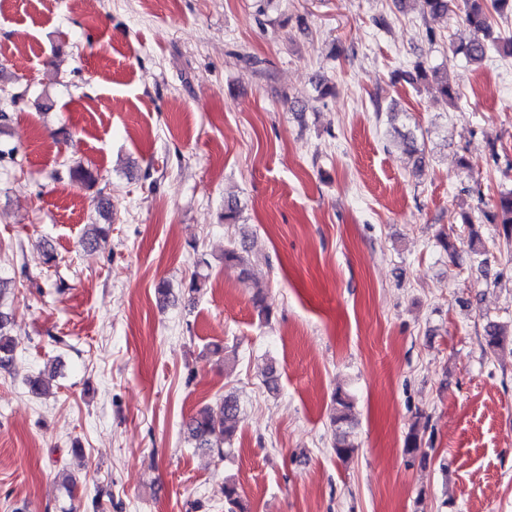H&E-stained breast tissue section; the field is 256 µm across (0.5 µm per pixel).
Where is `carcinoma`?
<instances>
[{"label": "carcinoma", "instance_id": "obj_1", "mask_svg": "<svg viewBox=\"0 0 512 512\" xmlns=\"http://www.w3.org/2000/svg\"><path fill=\"white\" fill-rule=\"evenodd\" d=\"M462 13V22L471 30L472 35L460 42L456 54L467 62L477 64L487 55L490 46L487 43L493 19L497 16L512 15V0H462L456 4ZM433 75L436 90L441 99L451 104L458 99L457 91L448 84L446 77L440 75V69L432 71L419 64L415 74L408 75V81L425 80ZM497 218L501 227V235L512 240V190L501 193L497 203ZM460 223L468 228V248L473 259L479 266L489 264V251L485 248L481 235L471 216L467 212L460 213ZM107 229L99 224L87 225L81 238V245L88 249L98 247L106 237ZM224 266L239 270L241 278H248L247 259L244 250L230 246L224 250ZM486 348L493 354L502 351L507 345L506 332L496 321L489 320L484 326ZM15 352V341L10 331L7 314L0 310V368L11 367ZM333 414L331 423L335 430L333 451L341 460L349 459L356 451L350 440L349 429L355 424L354 398L342 390L336 391L333 397ZM240 413L237 397L228 393L214 405H205L198 409L186 422V434L193 448L219 459L224 458V443L231 441L236 420ZM224 507L226 512H244L238 486L227 480L224 483Z\"/></svg>", "mask_w": 512, "mask_h": 512}]
</instances>
